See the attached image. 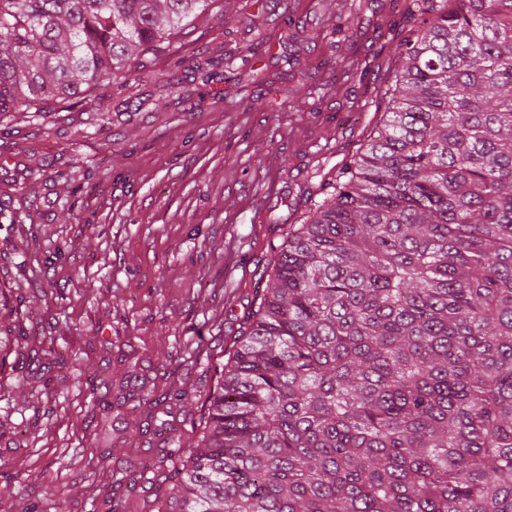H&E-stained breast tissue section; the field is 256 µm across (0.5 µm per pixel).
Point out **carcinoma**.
Masks as SVG:
<instances>
[{
    "label": "carcinoma",
    "mask_w": 512,
    "mask_h": 512,
    "mask_svg": "<svg viewBox=\"0 0 512 512\" xmlns=\"http://www.w3.org/2000/svg\"><path fill=\"white\" fill-rule=\"evenodd\" d=\"M425 2L388 111L275 247L196 447L159 449L155 512H512V0ZM208 6L0 0V115L154 75Z\"/></svg>",
    "instance_id": "cac0c4a2"
}]
</instances>
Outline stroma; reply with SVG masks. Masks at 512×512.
Here are the masks:
<instances>
[{"label":"stroma","instance_id":"1","mask_svg":"<svg viewBox=\"0 0 512 512\" xmlns=\"http://www.w3.org/2000/svg\"><path fill=\"white\" fill-rule=\"evenodd\" d=\"M411 2L371 0L340 32L352 0H291V27L276 0H214L156 53L154 77L0 123V512H109L113 464L156 462L171 437L193 448L274 246L387 106ZM133 369L183 391L171 435L133 436L155 411L124 405ZM92 372L111 411L90 407Z\"/></svg>","mask_w":512,"mask_h":512}]
</instances>
